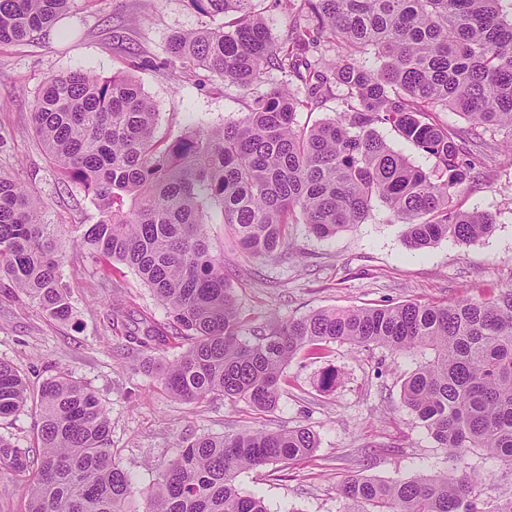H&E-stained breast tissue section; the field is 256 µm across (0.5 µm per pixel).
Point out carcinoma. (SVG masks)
<instances>
[{"mask_svg": "<svg viewBox=\"0 0 512 512\" xmlns=\"http://www.w3.org/2000/svg\"><path fill=\"white\" fill-rule=\"evenodd\" d=\"M224 25L173 34L169 63L202 68L251 92L264 70L288 73L303 93L271 86L252 96L237 122L189 129L171 141L155 135L158 112L128 74L101 80L83 72L49 79L31 121L63 183L92 198L99 220L74 225L73 242L130 268L166 309L167 321L123 300L112 328L151 352L158 380L174 397L218 393L258 411L273 409L283 373L300 352L314 358L329 343L431 350L402 383L403 404L439 447L458 459L481 448L512 465V287L490 298L448 305L324 309L243 336L224 252L205 224L211 212L231 227L250 256L277 258L290 230L305 224L318 238L362 224L376 200L406 226L411 249L442 239L468 244L490 234L486 212L453 204L472 179L465 159L480 131H512V15L503 0H298L285 40L274 42L253 0H189ZM69 0H0V42L52 28ZM337 57L325 62L319 32ZM346 89L339 115L299 129L296 114ZM456 112L471 125L457 138L431 118ZM389 125L433 159L425 171L378 136ZM42 203L0 174V278L49 318L73 308L62 282L54 228ZM187 348L171 362L175 341ZM30 397L26 379L0 361V419ZM37 444L0 437V462L24 475L27 512H129L134 478L112 458L111 421L93 391L60 373L38 393ZM317 447L304 426L185 439L147 491L146 512H267L263 499L237 486L241 471L297 460ZM477 473L341 487L347 512H512V496L481 511Z\"/></svg>", "mask_w": 512, "mask_h": 512, "instance_id": "cac0c4a2", "label": "carcinoma"}]
</instances>
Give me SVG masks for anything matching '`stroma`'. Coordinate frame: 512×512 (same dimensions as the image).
Listing matches in <instances>:
<instances>
[{
    "instance_id": "obj_1",
    "label": "stroma",
    "mask_w": 512,
    "mask_h": 512,
    "mask_svg": "<svg viewBox=\"0 0 512 512\" xmlns=\"http://www.w3.org/2000/svg\"><path fill=\"white\" fill-rule=\"evenodd\" d=\"M188 0H71L51 29L23 42L0 43V172L20 181L42 204L64 251L63 281L73 306L70 320L49 319L8 281H0V360L14 365L31 391L58 372L90 388L111 419L116 462L136 479L134 512H144L143 490L176 458L179 440L244 430L310 428L318 445L305 459L240 472L236 482L261 497L268 512H344L338 492L349 478L404 480L457 470L487 474L478 499L489 504L512 495V466L473 448L453 460L403 404L401 383L423 363V351L395 353L373 346L332 343L323 358L301 354L286 367L278 405L260 412L219 395L201 401L174 398L158 381L145 352L110 324L113 301L167 314L129 269L72 249V227L96 223L94 201L62 179L31 130L30 114L46 79L75 70L100 78L133 74L159 114L156 135L172 138L191 126L244 117L250 101L237 85L195 68L172 76L162 62L176 32L218 26ZM144 59L130 66L131 55ZM506 131L489 130L474 178L455 198L465 210L492 214L494 231L470 244L444 239L427 248L405 246V227L374 203L364 223L320 239L298 225L288 258L243 253L221 224L207 225L224 252L239 311L248 330L329 308L445 305L512 285V161ZM336 385L319 387L325 368Z\"/></svg>"
}]
</instances>
